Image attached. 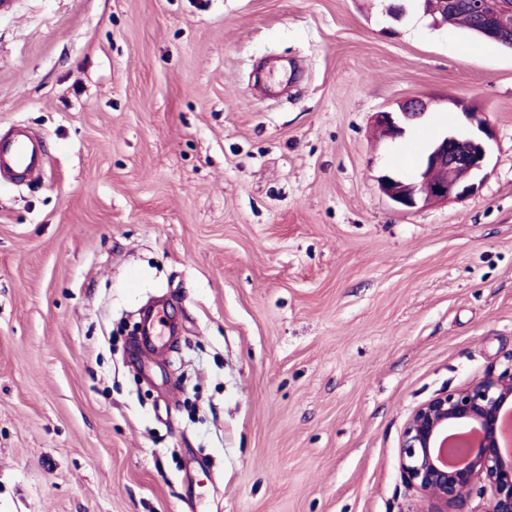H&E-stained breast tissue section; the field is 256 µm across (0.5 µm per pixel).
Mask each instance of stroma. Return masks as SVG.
<instances>
[{
	"label": "stroma",
	"instance_id": "35a3bbf8",
	"mask_svg": "<svg viewBox=\"0 0 512 512\" xmlns=\"http://www.w3.org/2000/svg\"><path fill=\"white\" fill-rule=\"evenodd\" d=\"M387 0H13L0 512H428L413 408L512 356V51ZM425 115L379 138L375 112ZM469 196L402 211L455 101ZM179 334L136 367L138 312ZM49 156L41 137L25 126L14 125L0 135V178L10 182L29 183L44 171Z\"/></svg>",
	"mask_w": 512,
	"mask_h": 512
}]
</instances>
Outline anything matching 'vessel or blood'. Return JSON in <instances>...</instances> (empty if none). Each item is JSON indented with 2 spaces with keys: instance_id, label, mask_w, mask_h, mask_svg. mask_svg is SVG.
Here are the masks:
<instances>
[{
  "instance_id": "vessel-or-blood-1",
  "label": "vessel or blood",
  "mask_w": 512,
  "mask_h": 512,
  "mask_svg": "<svg viewBox=\"0 0 512 512\" xmlns=\"http://www.w3.org/2000/svg\"><path fill=\"white\" fill-rule=\"evenodd\" d=\"M49 156L41 137L15 125L0 135V179L28 183L44 171Z\"/></svg>"
}]
</instances>
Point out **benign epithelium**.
I'll return each instance as SVG.
<instances>
[{"mask_svg": "<svg viewBox=\"0 0 512 512\" xmlns=\"http://www.w3.org/2000/svg\"><path fill=\"white\" fill-rule=\"evenodd\" d=\"M471 6L480 14L496 13L498 25L486 29L489 37L512 33V5L505 0H472ZM425 110L424 100H409L396 112L376 113L374 125L384 137L397 138ZM462 113L477 132L437 141L412 179L394 174L377 178L379 190L395 206L414 209L473 192L494 132L474 110ZM511 412L512 358L460 388L435 393L412 410L401 434L399 468L404 482L430 502L429 512H464L475 495L487 497L485 512H512V448L504 426ZM456 429L474 430L479 439L462 462L450 465L443 448Z\"/></svg>", "mask_w": 512, "mask_h": 512, "instance_id": "obj_1", "label": "benign epithelium"}]
</instances>
